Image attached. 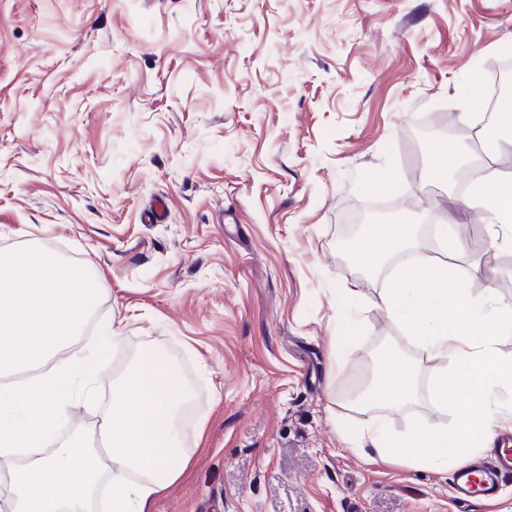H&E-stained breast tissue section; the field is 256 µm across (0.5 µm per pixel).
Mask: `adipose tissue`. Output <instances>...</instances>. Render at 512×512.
Returning a JSON list of instances; mask_svg holds the SVG:
<instances>
[{
    "label": "adipose tissue",
    "mask_w": 512,
    "mask_h": 512,
    "mask_svg": "<svg viewBox=\"0 0 512 512\" xmlns=\"http://www.w3.org/2000/svg\"><path fill=\"white\" fill-rule=\"evenodd\" d=\"M467 206L488 214L512 249V182L473 177ZM413 227L401 220L373 225L353 246L355 259L383 260L411 243ZM475 266L436 264L420 256L398 268L377 305L396 318L430 352L453 358L455 380L432 383L454 395L449 424L425 421L399 438L368 421L359 439L384 462L442 471L492 443L503 412L495 390H512V360L496 343L512 335V304L486 311L467 291ZM103 290L88 268H75L37 246L0 250V455L25 449L26 462L8 468V512H90L102 481L112 487V512H153L155 499L186 472L190 457L179 439V409L186 386L162 355L144 354L119 384V400L104 419L98 443L81 435L57 442L55 427L78 402L91 399L104 365L111 327L81 342ZM416 393L415 368L402 354L384 352L368 397L391 406ZM143 474L129 481L128 471Z\"/></svg>",
    "instance_id": "adipose-tissue-1"
}]
</instances>
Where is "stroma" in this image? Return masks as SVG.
Returning <instances> with one entry per match:
<instances>
[{"label":"stroma","instance_id":"obj_1","mask_svg":"<svg viewBox=\"0 0 512 512\" xmlns=\"http://www.w3.org/2000/svg\"><path fill=\"white\" fill-rule=\"evenodd\" d=\"M505 57L512 0H0V249L89 267L105 292L87 334L119 337L59 440L92 436L154 351L196 410L154 512H512V473L463 504L451 472L350 447L373 416L393 436L449 423L430 387L459 369L376 306L396 260L336 246L368 204L418 197L417 250L448 262L428 233L448 180L418 128L435 114L468 146L460 115ZM453 231L480 261L471 296L512 303L482 214ZM341 296L361 324L342 343ZM386 342L417 363L414 405L360 397Z\"/></svg>","mask_w":512,"mask_h":512}]
</instances>
